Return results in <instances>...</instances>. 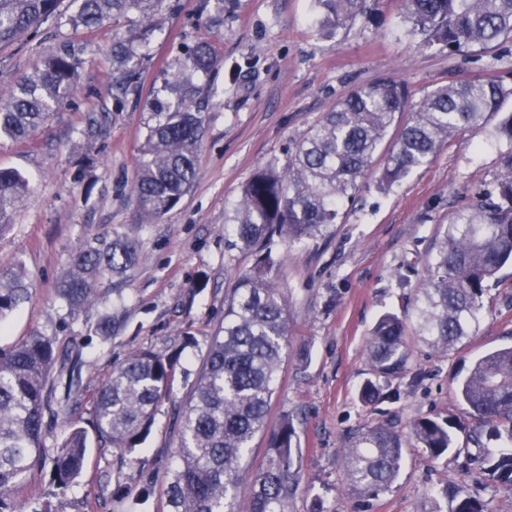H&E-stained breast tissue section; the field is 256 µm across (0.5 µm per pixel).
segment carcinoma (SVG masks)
Here are the masks:
<instances>
[{"label":"carcinoma","mask_w":512,"mask_h":512,"mask_svg":"<svg viewBox=\"0 0 512 512\" xmlns=\"http://www.w3.org/2000/svg\"><path fill=\"white\" fill-rule=\"evenodd\" d=\"M60 0H0V45L34 32L57 10ZM76 22L92 27L115 14L151 22L162 0H77ZM322 28L339 29L363 15L366 0H317ZM414 30L428 44L453 52L488 50L512 40V0H401ZM133 52L115 50L121 77ZM205 43L186 52L184 66L208 73L219 66ZM77 60L57 53L0 99V138L24 140L43 125L50 112L65 105L76 89ZM512 87L492 77H474L436 88L418 105L407 86L381 78L338 101L311 126L288 162L258 168L227 211L225 233L232 245L249 251L253 265L236 275L224 300V320L211 336L207 356L190 397L178 409L180 445L176 466L168 473L166 512H288L299 481V440L293 418L279 416L269 427L283 352L290 332L288 300L279 279L281 242L296 246L325 235L338 223L341 205L359 192L363 179L378 166V182L392 186L423 166L440 144L462 127L479 128L499 117V137L512 145V109L504 108ZM411 118L396 126L399 115ZM139 155L134 195L141 223L150 224L173 209L189 192L197 174L203 138L201 112L162 108ZM396 130L392 149L380 148ZM492 191L442 226L430 255L426 278L418 286L413 322L383 315L366 340L365 351L376 378L400 373L409 358L407 338L418 336L447 352L474 335L484 311L483 296L496 274L512 264V151ZM29 192L20 172L0 168V237L12 226L16 210ZM138 242L127 232L110 241L79 246L71 269L57 289L74 315L92 303L100 280L122 274L136 262ZM25 272L0 273V322L28 296ZM57 361L52 338L33 332L7 348L0 347V512H24L7 503L14 489L45 456V415L51 409L50 374ZM175 362L150 350L133 352L112 369L95 394L94 431L98 439L122 453L133 452L153 424L161 403L170 398ZM457 396L466 413L488 428V440L505 449L492 453L477 445L474 460L512 493V347L478 359L461 379ZM51 458L53 479L73 484L85 466L88 431L79 421ZM270 432L265 462L253 480L243 507L235 503L243 463L259 433ZM410 432L417 446L437 459L456 447L451 423L416 417ZM349 489L362 497L387 492L405 459L402 436L390 425L353 433L344 448ZM454 512H487V504L459 489Z\"/></svg>","instance_id":"1"}]
</instances>
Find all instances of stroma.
<instances>
[{
    "label": "stroma",
    "mask_w": 512,
    "mask_h": 512,
    "mask_svg": "<svg viewBox=\"0 0 512 512\" xmlns=\"http://www.w3.org/2000/svg\"><path fill=\"white\" fill-rule=\"evenodd\" d=\"M349 27L325 31L315 0H163L142 35L136 17L95 27L75 24L76 0H62L36 34L0 46V94L63 45L78 59L76 93L29 139L0 140V168L22 172L32 191L11 230L0 237V271L22 266L30 296L0 332V346L38 331L60 353L52 376L57 396L77 390L70 410L48 419L47 454L67 431V418L92 427L94 395L137 349L178 355L172 398L163 402L147 438L127 456L91 446L85 468L68 489L35 467L16 499L49 504L52 512H163L165 482L177 462L175 403L191 392L224 298L248 252L230 246L224 212L253 172L287 161L306 131L354 89L380 77L405 83L413 102L451 81L489 76L512 84V40L487 51L457 54L427 46L405 18L399 0H368ZM131 41L134 83L113 82L112 45ZM207 42L222 66L193 76L186 94L174 74L186 47ZM175 111L197 105L205 118L197 176L190 191L160 220L139 221L132 182L151 122L152 102ZM107 115L102 128L92 118ZM512 147L499 139L496 120L466 128L442 143L430 162L389 189L368 174L343 217L324 237L287 254L281 281L287 290L292 334L273 396L272 417L290 413L300 448L299 489L291 512H452L446 486L484 501L489 512H512V494L474 464L466 432L439 458L418 448L409 423L427 416L463 418L455 390L472 362L512 346V265L498 273L483 297L475 336L440 353L420 339L409 342L403 376L382 382L377 403L360 399L374 372L365 342L384 313L412 310L396 286L400 274L422 273L441 225L452 223L503 171ZM134 233L136 264L103 278L99 297L69 314L57 288L79 245L114 233ZM111 319L110 339L96 327ZM388 423L405 438V462L393 487L376 497L348 493L342 448L349 434Z\"/></svg>",
    "instance_id": "1"
}]
</instances>
